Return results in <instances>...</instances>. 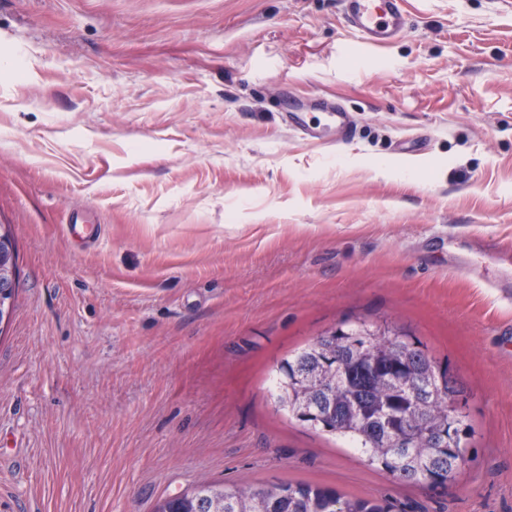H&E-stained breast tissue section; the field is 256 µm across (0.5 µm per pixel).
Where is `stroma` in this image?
I'll return each mask as SVG.
<instances>
[{
    "label": "stroma",
    "instance_id": "35a3bbf8",
    "mask_svg": "<svg viewBox=\"0 0 512 512\" xmlns=\"http://www.w3.org/2000/svg\"><path fill=\"white\" fill-rule=\"evenodd\" d=\"M406 10L372 49L337 0H0V512L202 482L512 512V0ZM322 104L354 140L305 144ZM362 321L465 387L447 485L276 412L273 366Z\"/></svg>",
    "mask_w": 512,
    "mask_h": 512
}]
</instances>
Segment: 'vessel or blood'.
Here are the masks:
<instances>
[{
	"instance_id": "obj_1",
	"label": "vessel or blood",
	"mask_w": 512,
	"mask_h": 512,
	"mask_svg": "<svg viewBox=\"0 0 512 512\" xmlns=\"http://www.w3.org/2000/svg\"><path fill=\"white\" fill-rule=\"evenodd\" d=\"M340 3L345 23L369 47L376 48L395 41L405 28L403 0H340ZM322 128L334 131L340 142L354 137L348 112L336 106L324 109Z\"/></svg>"
}]
</instances>
